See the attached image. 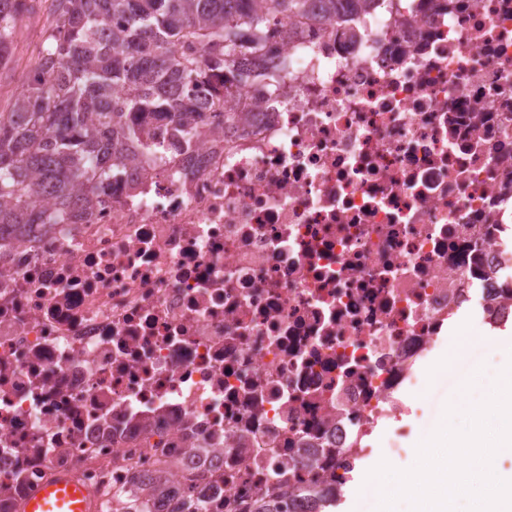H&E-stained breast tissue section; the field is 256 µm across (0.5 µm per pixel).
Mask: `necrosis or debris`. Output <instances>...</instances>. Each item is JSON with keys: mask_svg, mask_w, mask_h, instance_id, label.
I'll list each match as a JSON object with an SVG mask.
<instances>
[{"mask_svg": "<svg viewBox=\"0 0 512 512\" xmlns=\"http://www.w3.org/2000/svg\"><path fill=\"white\" fill-rule=\"evenodd\" d=\"M270 32L191 151L0 240V512L58 471L104 512H323L450 317L512 324V0Z\"/></svg>", "mask_w": 512, "mask_h": 512, "instance_id": "obj_1", "label": "necrosis or debris"}]
</instances>
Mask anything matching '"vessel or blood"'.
Instances as JSON below:
<instances>
[{
	"label": "vessel or blood",
	"instance_id": "obj_1",
	"mask_svg": "<svg viewBox=\"0 0 512 512\" xmlns=\"http://www.w3.org/2000/svg\"><path fill=\"white\" fill-rule=\"evenodd\" d=\"M20 512H101L95 491L72 473L58 472L26 500Z\"/></svg>",
	"mask_w": 512,
	"mask_h": 512
}]
</instances>
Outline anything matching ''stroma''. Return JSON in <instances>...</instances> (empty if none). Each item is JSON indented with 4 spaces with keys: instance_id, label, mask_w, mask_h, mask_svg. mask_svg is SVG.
<instances>
[{
    "instance_id": "35a3bbf8",
    "label": "stroma",
    "mask_w": 512,
    "mask_h": 512,
    "mask_svg": "<svg viewBox=\"0 0 512 512\" xmlns=\"http://www.w3.org/2000/svg\"><path fill=\"white\" fill-rule=\"evenodd\" d=\"M46 17L42 12L25 16L17 25L10 63L0 69V112L10 111L12 103L26 76L31 71L42 46ZM469 338L470 351L462 373L442 368L451 348L461 338ZM512 359V325L494 330L483 328L474 317H464L460 323L440 336L422 369L425 373L421 389L408 396V403L419 404L422 412L415 418L417 439L406 442L404 451L387 453L388 436L377 429L372 436L374 452L354 471L353 479L345 488V497L336 512H376L378 492L375 485L366 483L367 472L381 460H388L399 469H407L416 461L418 438L430 435L439 425L447 403H461L462 399L478 401L492 387L508 360ZM474 378L475 385L468 396H461L462 378Z\"/></svg>"
}]
</instances>
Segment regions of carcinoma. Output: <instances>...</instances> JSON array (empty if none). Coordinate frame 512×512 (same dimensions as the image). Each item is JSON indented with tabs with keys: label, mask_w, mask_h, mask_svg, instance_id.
Listing matches in <instances>:
<instances>
[{
	"label": "carcinoma",
	"mask_w": 512,
	"mask_h": 512,
	"mask_svg": "<svg viewBox=\"0 0 512 512\" xmlns=\"http://www.w3.org/2000/svg\"><path fill=\"white\" fill-rule=\"evenodd\" d=\"M44 46L11 111L0 112V238L26 224H69L124 162L157 142L145 117L169 119L186 147L201 123L194 88L240 92L243 61L274 16L315 23L366 0H38ZM32 0H0V67Z\"/></svg>",
	"instance_id": "1"
}]
</instances>
